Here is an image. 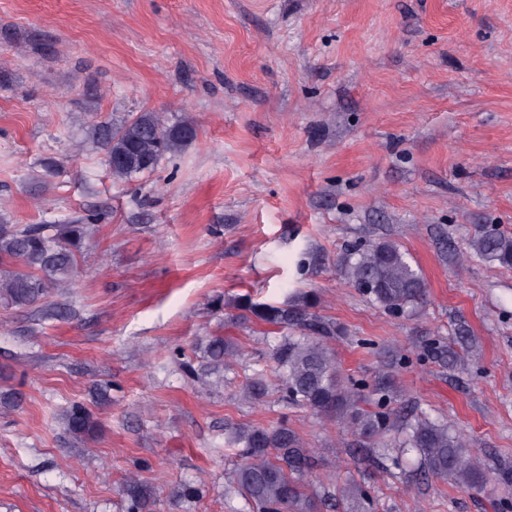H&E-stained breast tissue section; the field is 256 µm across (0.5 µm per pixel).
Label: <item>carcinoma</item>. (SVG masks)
Wrapping results in <instances>:
<instances>
[{"label": "carcinoma", "mask_w": 512, "mask_h": 512, "mask_svg": "<svg viewBox=\"0 0 512 512\" xmlns=\"http://www.w3.org/2000/svg\"><path fill=\"white\" fill-rule=\"evenodd\" d=\"M88 128L92 141L106 151L116 181L153 171L166 155L182 151L197 136L193 122L170 125L156 112H137L121 123L92 112ZM85 235L86 225L79 219L59 224H0V302L30 306L46 289L67 282ZM470 248L488 262L512 267V235L497 228L480 226ZM337 267L349 285L390 313L405 312L427 294L419 267L393 241L351 245L339 256ZM315 305L311 295L279 305L256 303L247 295L229 302L245 321L254 318L290 330L272 346L276 388L284 401L346 421L370 447H388L385 436L390 430V413L361 407L367 385L341 377L330 346L336 326L313 312ZM207 354L210 369L219 372L232 363L237 351L217 336L209 341ZM68 425L79 435H90L95 428L90 414L78 407L69 412ZM232 445L241 460L236 486L253 512H321L322 499L304 482L314 463L312 451L294 430L286 425L243 428L233 436ZM403 450L414 453L429 476L473 488L486 482L476 456L446 424L429 419L411 424ZM124 493L129 512H145L149 494L138 473L126 474ZM341 497L353 504L355 512H368L370 498L361 485H347Z\"/></svg>", "instance_id": "1"}]
</instances>
